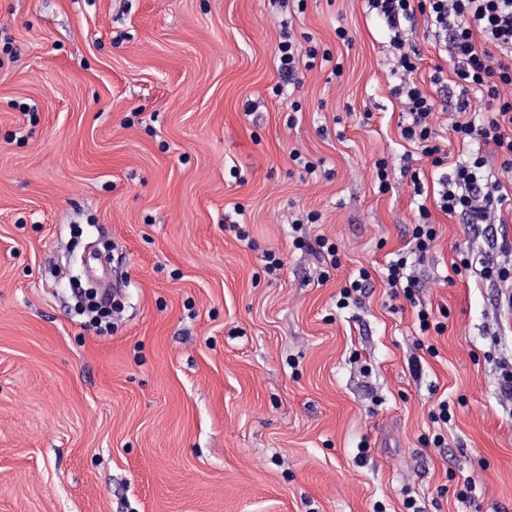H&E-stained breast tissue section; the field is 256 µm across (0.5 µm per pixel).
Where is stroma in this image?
Wrapping results in <instances>:
<instances>
[{"label":"stroma","mask_w":512,"mask_h":512,"mask_svg":"<svg viewBox=\"0 0 512 512\" xmlns=\"http://www.w3.org/2000/svg\"><path fill=\"white\" fill-rule=\"evenodd\" d=\"M285 24L334 63L278 96ZM412 38L458 161L430 83L452 66L425 22ZM396 82L364 0H0V512H403L408 497L512 512V319L451 269L488 228L432 214L439 238L411 274L443 333L384 305L381 270L421 202L403 169L433 176L400 136ZM236 205L243 238L224 224ZM312 211L336 270L292 244ZM76 226L112 248L124 307L107 331L63 287ZM362 267L365 297L337 309ZM443 400L454 419L433 448Z\"/></svg>","instance_id":"obj_1"}]
</instances>
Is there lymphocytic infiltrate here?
I'll use <instances>...</instances> for the list:
<instances>
[{
	"instance_id": "f902f5d3",
	"label": "lymphocytic infiltrate",
	"mask_w": 512,
	"mask_h": 512,
	"mask_svg": "<svg viewBox=\"0 0 512 512\" xmlns=\"http://www.w3.org/2000/svg\"><path fill=\"white\" fill-rule=\"evenodd\" d=\"M389 35L390 52L399 75L393 93L402 100L409 114L402 138L430 158L437 174L439 190L433 206L419 205L412 227L410 249L395 255L385 266L384 279L390 299L405 298L415 304L420 332H443L444 324L432 311L418 306L416 285L409 274L410 256L425 257L438 237L432 222L433 211L461 219L466 224H505V202L512 200V189L492 172L489 155H496L503 170L512 171V98L500 95L504 86H512V0H366ZM424 18L437 37L450 48V60L458 94L455 112L461 113L452 131L459 144L468 148L465 161L447 167L432 124L436 111L433 98L414 78L420 52L403 39L406 25ZM278 72L285 80H295L300 69H312L315 63H331L330 54L303 49L291 34H283L277 45ZM495 100L493 112L481 120L470 119L475 109L474 94ZM512 255V237L507 232L493 235L488 250L475 255L461 253L451 268L463 276L473 267L495 287L508 289L507 308L512 309V268L495 262L494 253Z\"/></svg>"
}]
</instances>
